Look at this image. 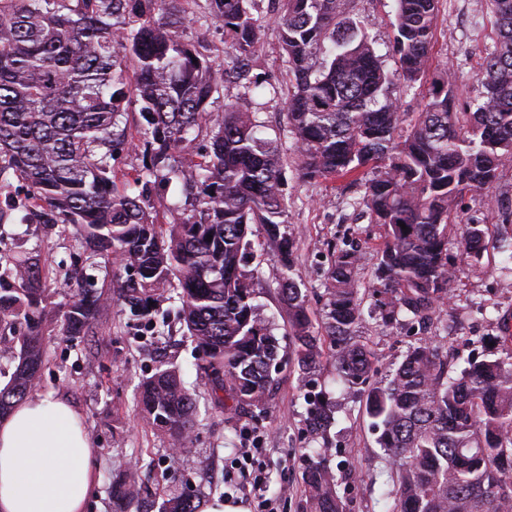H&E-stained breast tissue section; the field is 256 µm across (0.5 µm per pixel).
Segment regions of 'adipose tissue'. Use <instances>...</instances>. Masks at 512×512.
<instances>
[{"mask_svg": "<svg viewBox=\"0 0 512 512\" xmlns=\"http://www.w3.org/2000/svg\"><path fill=\"white\" fill-rule=\"evenodd\" d=\"M94 455L66 397H25L0 421V512H85Z\"/></svg>", "mask_w": 512, "mask_h": 512, "instance_id": "obj_1", "label": "adipose tissue"}]
</instances>
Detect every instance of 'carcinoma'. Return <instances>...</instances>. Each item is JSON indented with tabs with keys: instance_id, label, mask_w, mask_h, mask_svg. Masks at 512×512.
Returning <instances> with one entry per match:
<instances>
[{
	"instance_id": "1",
	"label": "carcinoma",
	"mask_w": 512,
	"mask_h": 512,
	"mask_svg": "<svg viewBox=\"0 0 512 512\" xmlns=\"http://www.w3.org/2000/svg\"><path fill=\"white\" fill-rule=\"evenodd\" d=\"M167 2L0 0V224L72 228L82 247L112 260L111 299L159 336L166 320L157 319L156 303L176 285L179 320L204 357L215 407L226 413L266 412L280 363L279 340L256 303L258 272L249 269L252 226L263 227L280 265L299 371L326 354L342 383L363 392L395 475L391 512H512V355L474 358L458 372L424 342L373 382V352L359 334L369 296L386 325L402 317L424 324L448 300L451 216L464 194L489 192L499 157L512 155V0H490L497 41L478 72L484 92L469 111H455L440 77L411 121L387 92L397 82H422L441 0H395L394 71L355 18L354 0H277L294 81L286 118L298 175L359 184L355 205L384 230L368 289L357 250L332 255L319 321L296 279L293 240L280 232L285 161L261 137L256 113L233 103L215 108L226 83L259 87L248 74L260 52V0H206L233 50L222 67L186 34L197 0ZM132 104L141 118L134 134ZM198 137L197 159L182 160ZM136 146L142 165L118 174L112 161ZM14 179L25 183L22 198L9 194ZM173 180L184 207L170 208L176 217L163 224L152 189ZM486 235L480 224L464 225L460 255L479 258ZM74 279L72 299L53 308L39 258L0 254V328L19 329L0 417L38 385L47 337L81 336L99 318L108 298L77 269ZM139 403L174 443H187L196 399L177 370L160 367L144 380ZM310 419L326 430L330 405H314ZM312 454L305 512H346L323 465L326 450ZM142 484L135 470L112 493L132 499ZM159 512L201 510L191 495L173 491Z\"/></svg>"
}]
</instances>
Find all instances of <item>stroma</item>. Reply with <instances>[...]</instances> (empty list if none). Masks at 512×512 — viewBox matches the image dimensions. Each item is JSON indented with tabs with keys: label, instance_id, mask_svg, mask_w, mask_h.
Returning <instances> with one entry per match:
<instances>
[{
	"label": "stroma",
	"instance_id": "stroma-1",
	"mask_svg": "<svg viewBox=\"0 0 512 512\" xmlns=\"http://www.w3.org/2000/svg\"><path fill=\"white\" fill-rule=\"evenodd\" d=\"M394 0H355L354 10L374 41L377 55L388 69H395L391 54L394 35ZM261 52L253 68L268 90L244 92L225 85L221 102L257 113L263 134L283 153L287 186V222L282 233L294 240V263L303 291L315 315L325 302V270L333 248L357 246L366 273H373L382 231L371 224L355 201L361 187L345 180L304 181L296 174L298 154L287 130L285 96L291 86L283 55L277 19L270 8H261ZM496 39L494 17L488 0H442L438 13L428 78H447L456 95L458 111L483 88L477 80L483 57ZM489 227L487 249L476 260L459 256L460 227ZM512 229V155L498 162L497 181L488 196L467 193L460 200L448 229V257L454 268L448 302L431 324L407 322L386 325L366 318L362 332L376 356L375 377L389 374L410 345L429 342L440 347L455 367L482 355L497 358L512 352V254L498 247L503 228ZM0 251L21 257L37 255L45 267L47 284L56 302H66L73 290L67 283L72 256H79L86 275L96 285L108 283L111 265L89 250H80L71 232L45 234L36 224L0 226ZM258 271L257 290L262 317L274 320L280 338L279 369L268 396L266 413L227 414L214 408L198 370L201 355L179 321H172L167 335H151L137 327L116 303L106 305L92 332L69 339L50 337L49 361L36 389L43 396H64L80 412L85 429L97 450V487L86 512H147L150 502L161 501L173 490L197 495L203 503L230 499L245 512H260L249 496V473L262 474L266 492L276 512H303V473L309 448H326V465L337 476L339 495L347 512H390L393 499L389 471L381 461L383 451L364 414L360 392L336 380L329 359L301 373L294 360V346L279 315L280 265L263 250L250 262ZM179 370L196 398L197 415L188 440L189 450L173 454L169 436L154 427L137 406L139 387L159 362ZM325 396L335 406L334 422L326 433L312 430L305 395ZM247 464H240L243 451ZM148 480L149 497L122 505L112 499V485L131 469Z\"/></svg>",
	"mask_w": 512,
	"mask_h": 512
}]
</instances>
